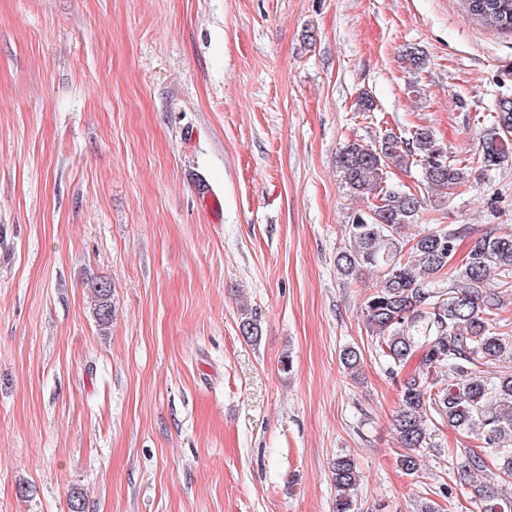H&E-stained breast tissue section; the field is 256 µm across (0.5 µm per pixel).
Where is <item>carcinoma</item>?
<instances>
[{
    "instance_id": "obj_1",
    "label": "carcinoma",
    "mask_w": 512,
    "mask_h": 512,
    "mask_svg": "<svg viewBox=\"0 0 512 512\" xmlns=\"http://www.w3.org/2000/svg\"><path fill=\"white\" fill-rule=\"evenodd\" d=\"M462 2L485 25L512 30V0ZM491 118L477 151L466 159L448 153L427 126L409 138L387 132L373 145L349 141L336 157L341 184L373 202L347 225L336 267L346 278L364 268L378 274L363 314L387 371L403 374L394 419L403 473H419L423 452L433 448L431 426L446 424L475 441L465 453L448 455V475L474 487L477 512H512V499L502 494L512 485V372L494 371L512 361V317L505 315L512 304V233L490 230L475 238L460 264L453 258L467 227L410 240L403 235L419 219L425 194H438L443 204L466 183L474 164L489 170L512 156V99H498ZM392 167L417 168V188L386 186ZM93 294L97 320L106 326L112 321V288L97 282ZM240 330L258 340L253 313H241ZM341 361L358 379L360 351L344 350ZM332 476L333 512H357L358 472L350 456H336Z\"/></svg>"
}]
</instances>
